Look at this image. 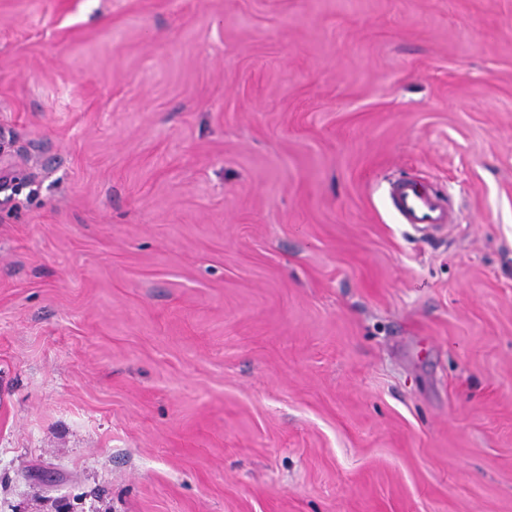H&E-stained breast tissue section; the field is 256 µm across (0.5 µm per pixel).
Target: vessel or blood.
<instances>
[{
	"label": "vessel or blood",
	"mask_w": 512,
	"mask_h": 512,
	"mask_svg": "<svg viewBox=\"0 0 512 512\" xmlns=\"http://www.w3.org/2000/svg\"><path fill=\"white\" fill-rule=\"evenodd\" d=\"M389 195L404 223L431 226L449 221L447 208L420 180L399 179L391 184Z\"/></svg>",
	"instance_id": "vessel-or-blood-1"
}]
</instances>
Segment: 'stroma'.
<instances>
[{
  "mask_svg": "<svg viewBox=\"0 0 512 512\" xmlns=\"http://www.w3.org/2000/svg\"><path fill=\"white\" fill-rule=\"evenodd\" d=\"M0 512H512V0H0ZM392 204L405 224L431 226L448 224V209L414 178H402L390 185Z\"/></svg>",
  "mask_w": 512,
  "mask_h": 512,
  "instance_id": "stroma-1",
  "label": "stroma"
}]
</instances>
